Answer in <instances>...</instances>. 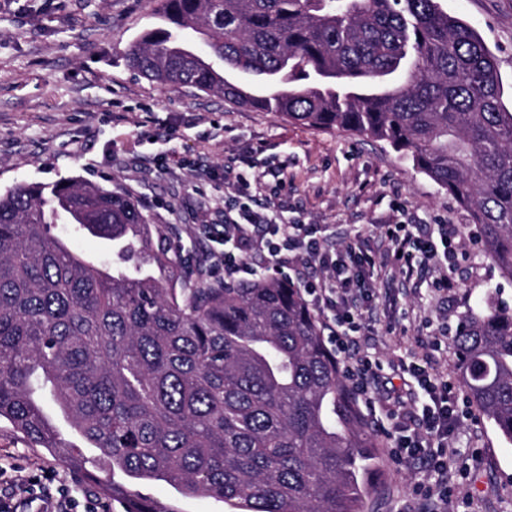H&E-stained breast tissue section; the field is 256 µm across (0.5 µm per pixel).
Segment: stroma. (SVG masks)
Masks as SVG:
<instances>
[{
	"label": "stroma",
	"instance_id": "1",
	"mask_svg": "<svg viewBox=\"0 0 512 512\" xmlns=\"http://www.w3.org/2000/svg\"><path fill=\"white\" fill-rule=\"evenodd\" d=\"M444 5L497 57L511 108L512 0ZM159 24L158 0H0V190L69 177L119 184L141 200L183 258L205 264L213 248L205 228L223 223L232 192L224 182L231 159L250 182L281 172L284 187L270 204L319 225L329 252L359 233L376 262H388V225L414 224L424 234L457 225L462 240L451 263L415 254L410 273L375 280L374 298L362 302L360 354L377 362L383 390L420 413L427 396L399 363L418 362L433 377L458 384L459 318L491 295L512 305V281L482 253L467 211L386 142L298 125L219 94L165 89L143 77L128 66L126 53L143 30ZM443 277L454 281L453 289L437 287ZM458 399L448 501L420 495L426 478L420 464L398 465L385 456L381 487L366 512H512V446L466 394ZM0 459L14 463L21 477L95 490L4 420ZM142 491L176 512H233L222 500L186 497L164 482Z\"/></svg>",
	"mask_w": 512,
	"mask_h": 512
}]
</instances>
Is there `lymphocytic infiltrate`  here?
<instances>
[{"label": "lymphocytic infiltrate", "mask_w": 512, "mask_h": 512, "mask_svg": "<svg viewBox=\"0 0 512 512\" xmlns=\"http://www.w3.org/2000/svg\"><path fill=\"white\" fill-rule=\"evenodd\" d=\"M224 180L236 187L238 201L225 212L222 227L213 231L212 240L216 245L214 269L222 271L229 281L252 274L253 269L245 257L260 241L267 249L268 266L278 270L293 268L301 288L326 320L325 326L352 394L368 410L378 411L380 420L387 422L391 457L401 462L422 459L428 471L436 476L435 483L426 486L425 497L447 499L450 491L444 476L448 472V449L451 434L461 421L450 384L432 381L425 369L409 367L410 376L429 398L421 415L410 417L400 405H377L379 387L373 364L369 357L354 352L363 325V310L357 292L374 269V258L353 240L328 264L324 277L316 280L305 276V269L313 261L323 258L317 226L286 217L257 202L248 191L246 179L235 167L225 166ZM387 237L394 251L399 252L401 262L405 263L416 251L423 252L431 260L453 252L458 231L442 224L434 238L394 230L389 231ZM36 501L41 504L39 512H99L91 499H79L68 489L51 491L34 477L12 481L6 490L0 491V512H21L22 507Z\"/></svg>", "instance_id": "f902f5d3"}]
</instances>
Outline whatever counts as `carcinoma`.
I'll use <instances>...</instances> for the list:
<instances>
[{
    "label": "carcinoma",
    "mask_w": 512,
    "mask_h": 512,
    "mask_svg": "<svg viewBox=\"0 0 512 512\" xmlns=\"http://www.w3.org/2000/svg\"><path fill=\"white\" fill-rule=\"evenodd\" d=\"M442 2L159 0L165 26L128 61L164 88L388 143L458 200L512 279V109L494 54ZM59 224L104 244L112 273L49 234ZM455 346L469 398L512 445V308L465 315ZM46 399L129 479L105 484L126 512H160L136 489L155 481L241 512H364L377 490L379 448L301 289L191 271L120 187L0 193V419L91 475Z\"/></svg>",
    "instance_id": "1"
}]
</instances>
